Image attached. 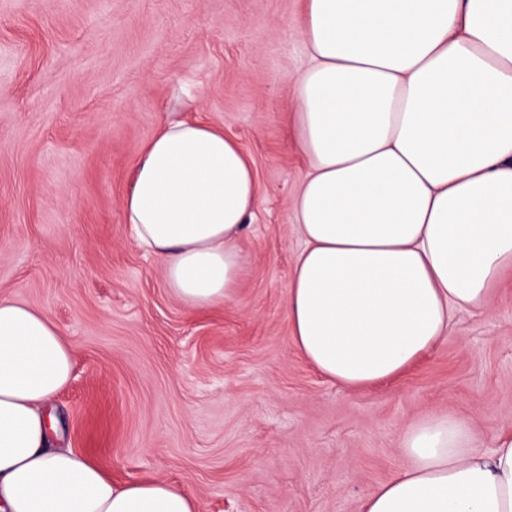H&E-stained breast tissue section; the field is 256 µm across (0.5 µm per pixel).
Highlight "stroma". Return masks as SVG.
I'll list each match as a JSON object with an SVG mask.
<instances>
[{
	"instance_id": "stroma-1",
	"label": "stroma",
	"mask_w": 512,
	"mask_h": 512,
	"mask_svg": "<svg viewBox=\"0 0 512 512\" xmlns=\"http://www.w3.org/2000/svg\"><path fill=\"white\" fill-rule=\"evenodd\" d=\"M302 20V0H0V297L71 347L59 445L120 484L167 481L199 512H360L404 469L406 424L453 414L484 451L512 426V269L399 379L350 389L297 349ZM173 112L234 137L260 185L240 284L202 310L172 295L122 210Z\"/></svg>"
}]
</instances>
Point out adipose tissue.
<instances>
[{
	"label": "adipose tissue",
	"instance_id": "adipose-tissue-1",
	"mask_svg": "<svg viewBox=\"0 0 512 512\" xmlns=\"http://www.w3.org/2000/svg\"><path fill=\"white\" fill-rule=\"evenodd\" d=\"M303 4L288 321L317 371L363 389L448 337L459 310L486 307L512 269V0ZM258 195L235 140L173 116L137 160L123 211L170 292L202 309L239 284ZM72 371L49 317L0 297V512H199L166 481L118 484L51 447L42 409ZM400 446L409 468L361 512H512V430L482 452L466 420L432 414Z\"/></svg>",
	"mask_w": 512,
	"mask_h": 512
}]
</instances>
